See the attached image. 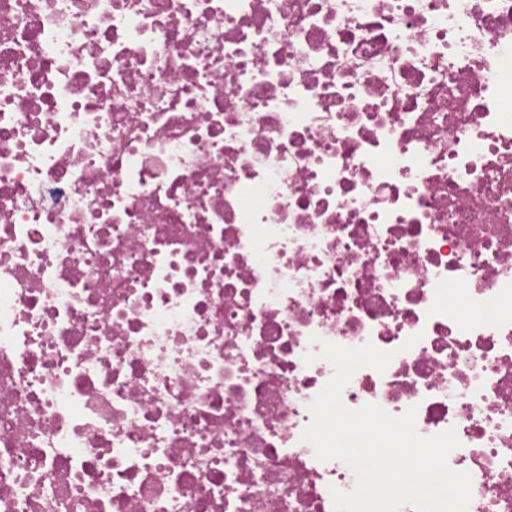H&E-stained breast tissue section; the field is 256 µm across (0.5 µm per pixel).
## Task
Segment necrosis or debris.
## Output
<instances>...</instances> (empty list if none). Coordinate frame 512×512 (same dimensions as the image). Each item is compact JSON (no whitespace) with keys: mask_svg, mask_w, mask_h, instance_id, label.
Returning <instances> with one entry per match:
<instances>
[{"mask_svg":"<svg viewBox=\"0 0 512 512\" xmlns=\"http://www.w3.org/2000/svg\"><path fill=\"white\" fill-rule=\"evenodd\" d=\"M511 88L512 0H0V512H334L314 334L512 512Z\"/></svg>","mask_w":512,"mask_h":512,"instance_id":"4bbe7bcc","label":"necrosis or debris"}]
</instances>
